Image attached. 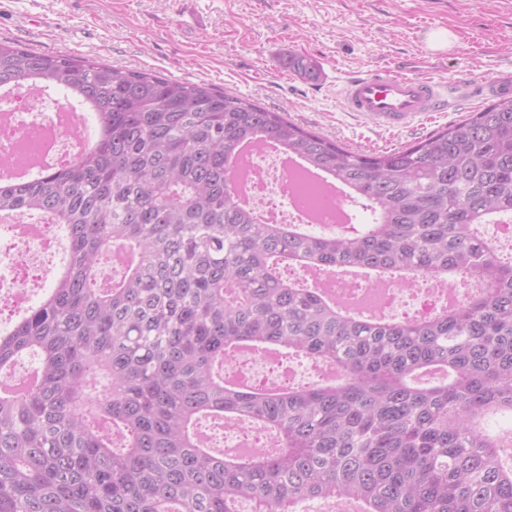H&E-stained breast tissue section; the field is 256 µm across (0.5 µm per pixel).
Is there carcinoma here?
<instances>
[{"instance_id":"1","label":"carcinoma","mask_w":512,"mask_h":512,"mask_svg":"<svg viewBox=\"0 0 512 512\" xmlns=\"http://www.w3.org/2000/svg\"><path fill=\"white\" fill-rule=\"evenodd\" d=\"M20 82L89 107L98 129L67 170L0 186L68 238L64 272L0 330V512H512V259L479 225L512 213V97L408 146L366 153L233 92L0 42ZM274 140L347 188L372 222L316 236L235 199L240 147ZM128 271L102 284L101 258ZM399 269L483 288L414 319L357 317L284 266ZM240 344L336 366L334 382L224 385ZM33 352L27 375L14 366ZM265 428L242 460L202 421Z\"/></svg>"}]
</instances>
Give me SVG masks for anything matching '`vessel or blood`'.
Listing matches in <instances>:
<instances>
[{
  "instance_id": "obj_1",
  "label": "vessel or blood",
  "mask_w": 512,
  "mask_h": 512,
  "mask_svg": "<svg viewBox=\"0 0 512 512\" xmlns=\"http://www.w3.org/2000/svg\"><path fill=\"white\" fill-rule=\"evenodd\" d=\"M464 90L469 98L512 95V79L471 80ZM445 84L383 67L346 80L339 94L348 111L372 123L401 129L413 125L429 112L444 111Z\"/></svg>"
}]
</instances>
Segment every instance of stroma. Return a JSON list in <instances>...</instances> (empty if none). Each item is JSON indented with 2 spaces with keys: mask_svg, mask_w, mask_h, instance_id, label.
I'll return each mask as SVG.
<instances>
[{
  "mask_svg": "<svg viewBox=\"0 0 512 512\" xmlns=\"http://www.w3.org/2000/svg\"><path fill=\"white\" fill-rule=\"evenodd\" d=\"M436 28L455 35L451 51L427 48ZM0 42L231 90L370 153L414 143L479 103L453 98L418 130L389 132L347 112L342 83L393 63L448 85L511 71L512 0H0ZM291 55L316 78L288 69Z\"/></svg>",
  "mask_w": 512,
  "mask_h": 512,
  "instance_id": "obj_1",
  "label": "stroma"
}]
</instances>
